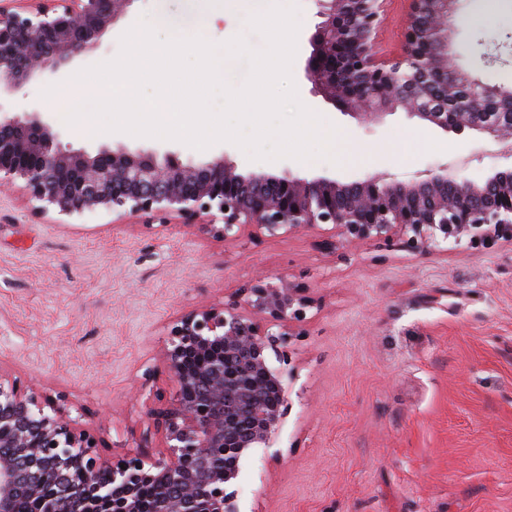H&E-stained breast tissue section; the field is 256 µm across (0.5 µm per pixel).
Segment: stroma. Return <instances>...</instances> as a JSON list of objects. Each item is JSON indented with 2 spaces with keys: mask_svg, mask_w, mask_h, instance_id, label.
<instances>
[{
  "mask_svg": "<svg viewBox=\"0 0 512 512\" xmlns=\"http://www.w3.org/2000/svg\"><path fill=\"white\" fill-rule=\"evenodd\" d=\"M300 21L291 67L300 101L336 127L354 158L336 165L252 161L232 143L199 151L175 140L112 142L172 150L202 162L229 152L240 167L299 178L405 180L446 165L479 181L512 168L490 136L444 132L396 110L360 124L304 77L319 0H293ZM458 0L456 64L512 86V12L474 18ZM153 0H135L99 46L59 73L0 98L6 112L39 111L62 146L96 152L43 91L115 57L120 38ZM410 0H383L378 57L402 52ZM304 288L301 335L268 350L283 377L286 415L268 446L247 451L230 484L239 512H512V240L444 243L418 251L400 240L355 244L331 225L228 239L197 225L143 216L36 212L20 185H0V374L61 405L107 460L158 448L144 440L154 386L173 390L164 363L177 317L220 305L257 277Z\"/></svg>",
  "mask_w": 512,
  "mask_h": 512,
  "instance_id": "obj_1",
  "label": "stroma"
}]
</instances>
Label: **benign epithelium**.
<instances>
[{
	"label": "benign epithelium",
	"mask_w": 512,
	"mask_h": 512,
	"mask_svg": "<svg viewBox=\"0 0 512 512\" xmlns=\"http://www.w3.org/2000/svg\"><path fill=\"white\" fill-rule=\"evenodd\" d=\"M135 0H39L0 4V95L55 73L99 45ZM304 76L312 93L366 124L403 109L445 132L512 136V105L460 69L452 53L456 0H410L403 53L374 50L383 0H320ZM458 103L448 111V101ZM24 182L37 210L72 216L100 209L198 224L224 239L252 229L269 236L330 224L348 243L395 237L414 249L453 239H512V170L480 182L448 167L409 182L387 172L341 182L288 173H244L227 152L205 162L124 145L64 150L37 112L0 114V181ZM222 226H217V223ZM311 300L302 288L263 278L233 300L183 313L164 353L175 392L158 389L145 436L166 452L111 462L65 410L0 374V512H239L226 484L243 453L269 442L285 414L282 376L265 351L301 335Z\"/></svg>",
	"instance_id": "7a95c632"
}]
</instances>
